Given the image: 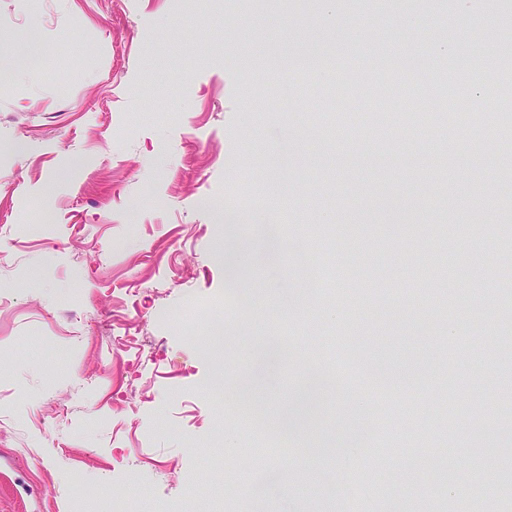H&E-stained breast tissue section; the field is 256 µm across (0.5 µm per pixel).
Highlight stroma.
Instances as JSON below:
<instances>
[{
    "instance_id": "35a3bbf8",
    "label": "stroma",
    "mask_w": 512,
    "mask_h": 512,
    "mask_svg": "<svg viewBox=\"0 0 512 512\" xmlns=\"http://www.w3.org/2000/svg\"><path fill=\"white\" fill-rule=\"evenodd\" d=\"M335 8L354 25L347 39L319 0H0V512H196L223 487V512H329L347 499L374 512L376 459L400 469L445 443L451 512H512L480 454L489 440L512 448V368L482 363L512 333L498 322L497 263L512 237L501 208L512 187L498 186L512 157L501 122L512 85L493 74L464 88L468 125L413 126L403 116L416 103L397 75L381 114L345 75L418 44L450 60L499 54L512 0ZM300 50L325 56L326 70L289 63ZM277 156L288 212L270 221L306 226L300 242L329 277L346 278L325 318L319 299L284 305L304 285L292 263L251 259L231 276L219 258L249 237L245 225L226 231L225 210L263 209L257 192ZM432 180L443 185L435 198ZM395 201L405 223L390 220ZM442 249L481 256L480 277L445 274ZM425 265L448 310L417 295ZM390 300L392 318L376 320ZM474 302L483 321L469 316ZM268 331L305 362L364 350L424 368L394 391L362 374L315 429L284 438L272 422L295 371L269 385L264 409L237 413L234 387ZM457 346L470 355L454 359L447 393L466 412L441 437L414 409H439L437 363ZM363 400L379 423L356 442L346 410ZM316 445L332 456L311 458ZM221 456L233 484L200 465Z\"/></svg>"
}]
</instances>
